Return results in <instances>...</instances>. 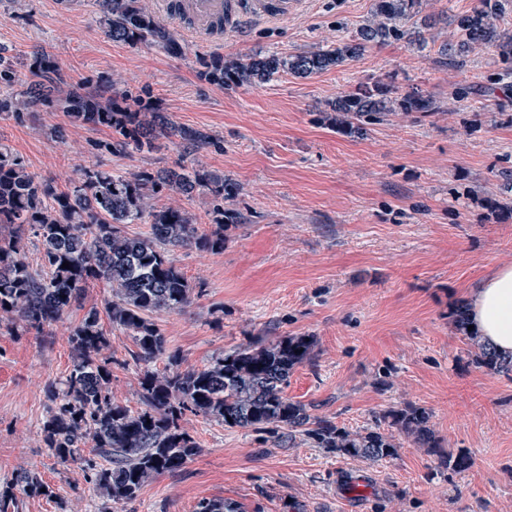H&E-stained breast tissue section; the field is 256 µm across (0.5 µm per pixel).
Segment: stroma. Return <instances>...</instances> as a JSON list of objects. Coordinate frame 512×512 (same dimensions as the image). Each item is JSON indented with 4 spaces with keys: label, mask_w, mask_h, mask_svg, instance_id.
I'll list each match as a JSON object with an SVG mask.
<instances>
[{
    "label": "stroma",
    "mask_w": 512,
    "mask_h": 512,
    "mask_svg": "<svg viewBox=\"0 0 512 512\" xmlns=\"http://www.w3.org/2000/svg\"><path fill=\"white\" fill-rule=\"evenodd\" d=\"M475 2L425 0L424 14L439 20L426 47L389 43L309 78L227 88L202 78L204 60L291 54L352 36L373 0H308L287 21L254 23L209 47L188 43L179 58L108 39L94 0H0V48L19 64L13 91L25 89L22 62L40 50L54 57L64 88L113 77L134 93L149 86L174 121L221 142L196 157L235 186L224 206L237 221L224 228L223 251L173 253L196 294L183 310L155 316L167 354L154 370L172 359L201 369L257 338L309 335L316 357L294 370L288 399L352 430L387 409L422 406L442 449L473 458L452 477L406 438L395 458L373 463L189 415L184 425L200 453L183 471L155 477L135 502L109 505L79 464L41 448L39 433L49 385L72 368L70 329L110 297L97 284L48 335L0 329V490L26 466L52 489L22 497L19 512H194L204 498L239 512H512V377L478 368L449 316L490 272L512 265V198L503 213L483 205L500 198L498 172L512 168V81L492 84L501 69L495 52L475 49L458 69L439 53L447 18ZM373 76L421 90L437 111L388 117L359 139L340 133L328 122L331 102ZM471 85L478 93L456 99ZM57 125L64 138L51 136ZM110 138L61 112L0 118V146L61 186L80 166L133 173L173 166L180 154L166 139L131 154L102 150ZM108 334L112 396L139 408L143 369L128 361L134 340L117 327Z\"/></svg>",
    "instance_id": "35a3bbf8"
}]
</instances>
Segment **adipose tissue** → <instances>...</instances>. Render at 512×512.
Returning a JSON list of instances; mask_svg holds the SVG:
<instances>
[{
    "mask_svg": "<svg viewBox=\"0 0 512 512\" xmlns=\"http://www.w3.org/2000/svg\"><path fill=\"white\" fill-rule=\"evenodd\" d=\"M469 317L485 341L512 355V266L496 268L469 296Z\"/></svg>",
    "mask_w": 512,
    "mask_h": 512,
    "instance_id": "obj_1",
    "label": "adipose tissue"
}]
</instances>
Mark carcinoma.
<instances>
[{
    "instance_id": "carcinoma-1",
    "label": "carcinoma",
    "mask_w": 512,
    "mask_h": 512,
    "mask_svg": "<svg viewBox=\"0 0 512 512\" xmlns=\"http://www.w3.org/2000/svg\"><path fill=\"white\" fill-rule=\"evenodd\" d=\"M103 33L128 46L156 44L172 56L183 55L175 32L158 26L143 0H95ZM423 0H374L370 16L352 38L336 40L310 50L283 55L256 53L245 60L213 57L204 62L201 77L211 84L236 87L260 85L288 73L308 78L360 58L373 46L406 40L423 48L424 29L412 19ZM507 0H478L470 11L450 18L455 39L441 46L448 64L461 67L475 48L498 53L507 62L500 76L512 75V30L504 28ZM26 91L0 95V115L22 119L34 112H63L73 124L105 127L112 140L102 148L132 153L155 147L161 138L183 148L170 168L132 175L84 166L65 188L32 173L24 161L0 147V326L18 322L38 334L79 303L94 282L110 288L106 314L111 325L130 332L136 364L155 362L166 351L165 337L149 316L187 306L194 288L173 263L170 252L192 246L201 252L224 249V199L234 186L192 158L208 145L219 146L211 135L177 124L154 105L151 97L116 91L113 79L90 90L77 85L65 95L57 62L32 55ZM15 64L0 49V85L11 86ZM433 101L419 91L397 93L373 80L342 92L332 104L336 130L363 136L371 126L394 112L433 111ZM198 191L215 200L216 231L201 233L193 216L180 203ZM168 193L170 203L157 207ZM150 217L147 235L130 236L128 224ZM40 238V265L32 267L24 242V227ZM69 267H62L63 263ZM456 325L466 331L474 349V363L490 374L512 373V357L498 353L468 330V309L451 311ZM73 367L58 389L49 387L52 401L40 430L44 448L61 463H78L92 489L114 504L139 497L149 481L163 473H178L201 448L183 427L186 413L214 418L233 428L275 433L288 428V444L304 436L318 448L339 456L372 462L392 459L400 443L396 435L413 440L438 456L440 466L462 473L472 466L465 449L440 450L424 407L407 406L375 417L374 425L351 432L335 422L309 414L307 406L284 396L293 370L314 359L311 336H283L274 342L256 339L217 356L203 369L170 367L147 371L140 381L141 407L132 410L112 397L114 357L100 313L92 308L69 334ZM48 488L41 475L22 470L0 492V512L16 504V492L42 495ZM195 512H238L222 499H202Z\"/></svg>"
}]
</instances>
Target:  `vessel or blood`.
Returning a JSON list of instances; mask_svg holds the SVG:
<instances>
[{
    "instance_id": "b4317fda",
    "label": "vessel or blood",
    "mask_w": 512,
    "mask_h": 512,
    "mask_svg": "<svg viewBox=\"0 0 512 512\" xmlns=\"http://www.w3.org/2000/svg\"><path fill=\"white\" fill-rule=\"evenodd\" d=\"M303 5L304 0H160L163 14L201 43L241 33L250 23L288 20Z\"/></svg>"
}]
</instances>
